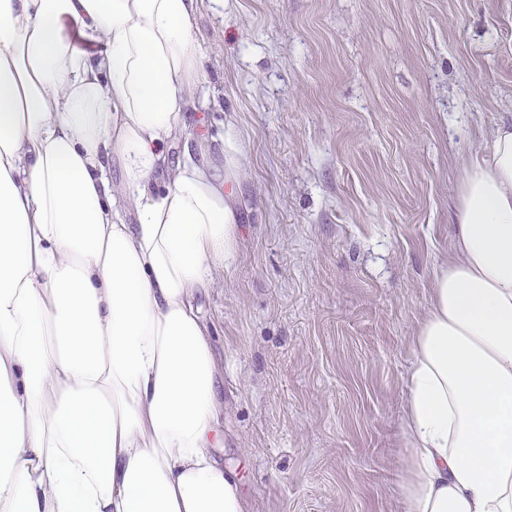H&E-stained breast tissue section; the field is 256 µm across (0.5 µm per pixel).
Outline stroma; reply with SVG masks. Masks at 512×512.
Returning <instances> with one entry per match:
<instances>
[{"label": "stroma", "mask_w": 512, "mask_h": 512, "mask_svg": "<svg viewBox=\"0 0 512 512\" xmlns=\"http://www.w3.org/2000/svg\"><path fill=\"white\" fill-rule=\"evenodd\" d=\"M191 149L235 136L202 299L245 512H404L411 340L459 173L512 120V0H201Z\"/></svg>", "instance_id": "35a3bbf8"}]
</instances>
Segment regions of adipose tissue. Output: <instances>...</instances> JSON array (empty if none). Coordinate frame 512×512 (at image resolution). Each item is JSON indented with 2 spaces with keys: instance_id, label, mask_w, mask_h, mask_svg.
Segmentation results:
<instances>
[{
  "instance_id": "adipose-tissue-1",
  "label": "adipose tissue",
  "mask_w": 512,
  "mask_h": 512,
  "mask_svg": "<svg viewBox=\"0 0 512 512\" xmlns=\"http://www.w3.org/2000/svg\"><path fill=\"white\" fill-rule=\"evenodd\" d=\"M199 4L0 0V512H243L197 304L240 155H170ZM412 348L405 512H512V123L462 171Z\"/></svg>"
}]
</instances>
